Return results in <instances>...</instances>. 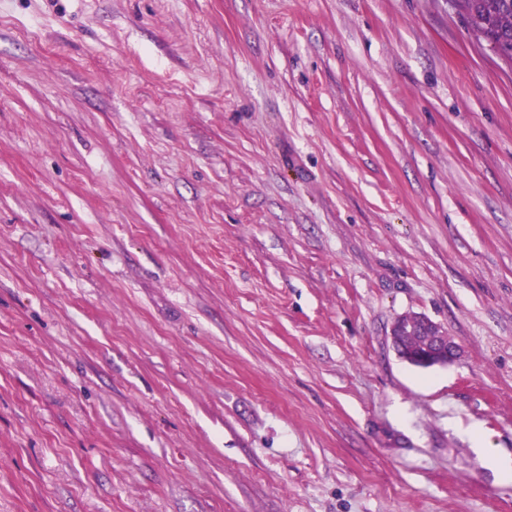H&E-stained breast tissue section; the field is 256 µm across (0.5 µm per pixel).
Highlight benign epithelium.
<instances>
[{
  "mask_svg": "<svg viewBox=\"0 0 512 512\" xmlns=\"http://www.w3.org/2000/svg\"><path fill=\"white\" fill-rule=\"evenodd\" d=\"M413 331H421L427 336L425 352L411 355L400 348V339ZM391 339L398 355L405 361L421 366H433L452 361L456 356V346L448 337V330L430 319L414 315L398 318L391 327Z\"/></svg>",
  "mask_w": 512,
  "mask_h": 512,
  "instance_id": "1",
  "label": "benign epithelium"
}]
</instances>
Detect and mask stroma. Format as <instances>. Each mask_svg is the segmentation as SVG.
I'll use <instances>...</instances> for the list:
<instances>
[{
  "label": "stroma",
  "mask_w": 512,
  "mask_h": 512,
  "mask_svg": "<svg viewBox=\"0 0 512 512\" xmlns=\"http://www.w3.org/2000/svg\"><path fill=\"white\" fill-rule=\"evenodd\" d=\"M474 426L512 65L450 0H0V512H512ZM413 331H421L427 336L425 352L411 355L400 348V339ZM391 339L398 355L405 361L421 366H433L451 362L456 356V346L448 337V331L440 324L430 319L414 315H404L398 318L391 327ZM404 344L406 348L414 351H422L424 339L421 336H407Z\"/></svg>",
  "instance_id": "1"
}]
</instances>
